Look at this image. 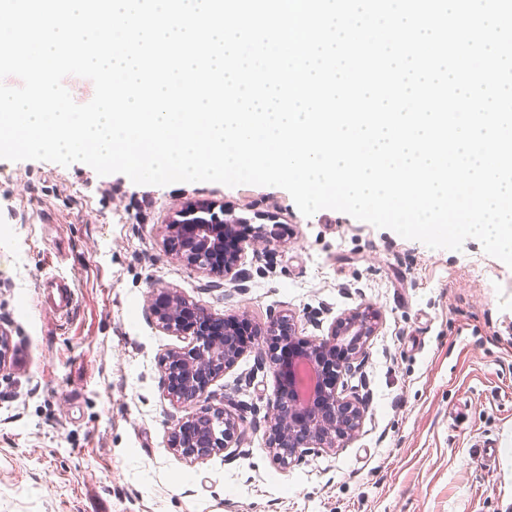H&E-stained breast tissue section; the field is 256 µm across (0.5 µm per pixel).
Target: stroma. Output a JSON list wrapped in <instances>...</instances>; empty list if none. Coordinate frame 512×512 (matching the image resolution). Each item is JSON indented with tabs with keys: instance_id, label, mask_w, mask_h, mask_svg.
<instances>
[{
	"instance_id": "stroma-1",
	"label": "stroma",
	"mask_w": 512,
	"mask_h": 512,
	"mask_svg": "<svg viewBox=\"0 0 512 512\" xmlns=\"http://www.w3.org/2000/svg\"><path fill=\"white\" fill-rule=\"evenodd\" d=\"M189 201L284 235L247 254L238 280L208 274L166 240ZM48 272L76 282L68 318L42 304ZM162 288L261 326L292 314L311 339L372 307L378 332L347 379L365 406L359 432L275 465L264 416L277 383L256 368L262 336L213 384L245 406L239 447L177 457L169 433L197 407L165 395L159 361L185 341L154 322ZM0 328L12 337L0 512H512V268L477 240L432 249L332 209L307 217L278 187L137 185L80 162L0 159ZM495 438L496 464L477 468Z\"/></svg>"
}]
</instances>
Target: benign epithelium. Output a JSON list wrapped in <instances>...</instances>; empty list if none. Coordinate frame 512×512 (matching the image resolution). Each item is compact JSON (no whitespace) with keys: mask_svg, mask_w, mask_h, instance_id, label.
Masks as SVG:
<instances>
[{"mask_svg":"<svg viewBox=\"0 0 512 512\" xmlns=\"http://www.w3.org/2000/svg\"><path fill=\"white\" fill-rule=\"evenodd\" d=\"M166 233L175 254L188 265L231 281L238 278L247 249L256 253L258 247L273 244L255 231L243 234L229 250L231 225L181 222L177 214L166 225ZM160 297L164 304H150L156 326L188 342L160 361L167 397L176 404L203 403L198 412L173 426L170 449L184 459L202 462L237 444L243 421L239 404L226 399L224 406L215 408L207 401L214 397L213 382L253 346L237 337L236 325L242 317L215 315L169 290ZM379 322L378 312L359 307L343 314L326 336L315 340L298 336L290 314L254 329L255 336L265 332L288 339V355L280 358L273 349L266 358L279 386L266 412L268 448L276 465L285 467L308 453L340 448L358 432L364 410L346 396L344 377L360 369L359 359Z\"/></svg>","mask_w":512,"mask_h":512,"instance_id":"7a95c632","label":"benign epithelium"}]
</instances>
